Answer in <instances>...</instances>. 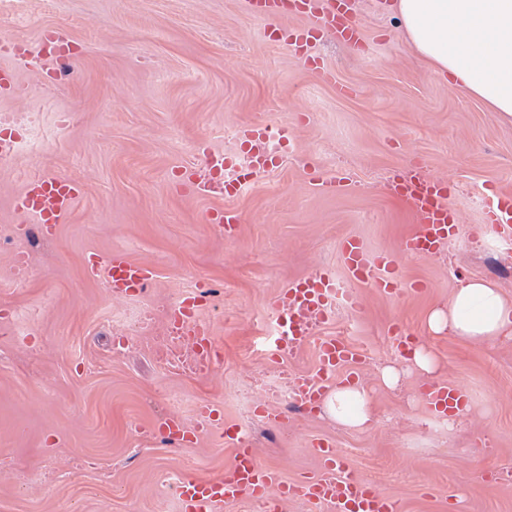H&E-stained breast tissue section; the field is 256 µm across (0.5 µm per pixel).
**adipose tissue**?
<instances>
[{
    "label": "adipose tissue",
    "instance_id": "adipose-tissue-1",
    "mask_svg": "<svg viewBox=\"0 0 512 512\" xmlns=\"http://www.w3.org/2000/svg\"><path fill=\"white\" fill-rule=\"evenodd\" d=\"M393 10L428 70L450 75L459 92L512 119V0H396ZM429 324L464 341L493 343L512 335V301L488 282L465 278ZM323 408L355 428L373 420L369 396L356 385L331 391Z\"/></svg>",
    "mask_w": 512,
    "mask_h": 512
}]
</instances>
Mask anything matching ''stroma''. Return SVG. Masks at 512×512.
<instances>
[{
	"mask_svg": "<svg viewBox=\"0 0 512 512\" xmlns=\"http://www.w3.org/2000/svg\"><path fill=\"white\" fill-rule=\"evenodd\" d=\"M356 2L365 47L319 43L336 75L327 84L270 41V20L245 0H0L6 35L33 44L64 26L78 46L62 81L21 67L23 94L0 96L19 141L0 159V235L13 239L0 249V512H180L174 481L222 473L231 450L219 431L178 444L154 423L193 426L211 400L225 422L252 423L258 460L286 479L317 470L311 445L326 440L400 512H512V340L462 341L428 325L464 277L512 299V276L486 263L512 246L478 234L487 190L512 193V122L421 64L392 0ZM249 124L288 128L277 168L230 199L177 193L179 170L201 166L204 150L243 161L238 132ZM416 163L448 182L455 236L435 255H399L401 292L358 286V308L337 307L333 324L272 360L282 289L325 268L343 274L348 238L374 255L397 252L413 224L387 180ZM47 171L80 182V200L55 236H14L15 195ZM340 173L350 182L339 192L315 184ZM221 205L242 214L235 239L203 221ZM92 251L124 252L157 277L139 295L112 294L85 271ZM414 280L427 291L412 292ZM200 281L222 291L203 317L223 359L204 373L158 353ZM394 325L433 355V372L402 358ZM334 334L364 355L369 429L269 397L285 379L315 375L316 341ZM445 383L470 405L452 426L424 396Z\"/></svg>",
	"mask_w": 512,
	"mask_h": 512,
	"instance_id": "1",
	"label": "stroma"
}]
</instances>
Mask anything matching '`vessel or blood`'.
<instances>
[{
    "label": "vessel or blood",
    "mask_w": 512,
    "mask_h": 512,
    "mask_svg": "<svg viewBox=\"0 0 512 512\" xmlns=\"http://www.w3.org/2000/svg\"><path fill=\"white\" fill-rule=\"evenodd\" d=\"M351 0H247L250 12L269 18L280 14H296L304 25L276 29L274 42L305 55L308 66L322 80L333 81L332 72L320 57L312 53L324 33H332L337 42L359 48L363 41L353 23ZM69 31L52 27L45 29L37 43L18 39L0 41V54L15 59H37L42 66L57 70L71 63ZM267 126L243 130L247 148L249 173L268 171L278 165L277 156L266 150ZM232 163L224 154L205 152L204 169L183 172L181 187L196 196L211 192L212 178L223 176ZM389 192L408 203L416 230L401 241L402 252L421 257L434 255L456 232L457 214L449 204L448 184L427 174L421 167L397 171L388 182ZM82 194L70 178L45 172L26 183L13 200L19 223L36 221L43 233H55L71 214ZM222 235H234L241 222L237 209L231 206L214 208L204 216ZM483 221L497 228L512 230V194L495 193L484 211ZM345 278H337L329 270L289 284L277 297L275 308L287 318L289 334L275 340L276 355H284L304 345L312 323H325L336 303L340 281L366 284L379 292L392 294L403 284L395 254L370 256L358 239H347L341 247ZM89 275H104L112 292L135 295L144 291L155 279L153 266L131 260L120 252H92L85 259ZM202 309L194 297L183 300L175 310L171 331L188 340L199 367L208 370L220 360L218 344L209 327L201 319ZM317 377H300L295 381L296 400L304 410H311L321 400L325 380L335 378L339 371H356L364 362L360 351L341 336H326L319 343ZM223 427L224 442L234 454L230 464L219 475H194L181 479L174 487L182 512H224L226 506L245 499L262 500L276 492L278 501L293 498L305 501L315 512H398V506L381 495L368 481L354 476L340 463L335 448L325 441L314 444V452L322 468L302 481L285 480L279 471L262 465L239 428L223 423V407L211 401L196 412L195 430H183L171 420L162 421V435L176 440L194 439L196 432Z\"/></svg>",
    "instance_id": "1"
}]
</instances>
